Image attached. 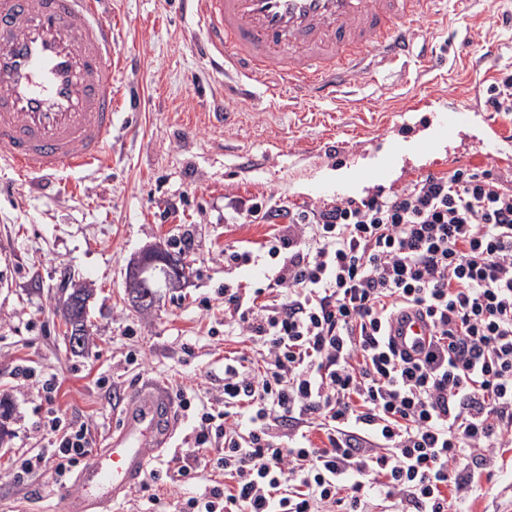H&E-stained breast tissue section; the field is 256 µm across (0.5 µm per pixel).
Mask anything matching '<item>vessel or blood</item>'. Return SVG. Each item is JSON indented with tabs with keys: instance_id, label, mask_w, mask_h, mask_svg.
Returning <instances> with one entry per match:
<instances>
[{
	"instance_id": "1",
	"label": "vessel or blood",
	"mask_w": 512,
	"mask_h": 512,
	"mask_svg": "<svg viewBox=\"0 0 512 512\" xmlns=\"http://www.w3.org/2000/svg\"><path fill=\"white\" fill-rule=\"evenodd\" d=\"M440 0H183L204 31L203 50L238 83L284 75L290 84L334 94L375 61L410 56L415 25ZM112 24L101 0H0V162L20 176L98 165L112 134ZM438 129L405 145L394 140L373 164L347 166L349 182L385 188L406 152L436 154L442 139L478 121L484 158L512 168V138L481 107L437 111ZM427 322L404 314L391 337L401 351L426 345ZM121 410L111 442L76 475L70 512H112L147 466L170 449L172 396L151 383L114 398Z\"/></svg>"
}]
</instances>
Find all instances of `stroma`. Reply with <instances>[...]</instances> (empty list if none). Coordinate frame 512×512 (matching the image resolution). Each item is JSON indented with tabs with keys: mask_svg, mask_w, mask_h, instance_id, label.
Returning a JSON list of instances; mask_svg holds the SVG:
<instances>
[{
	"mask_svg": "<svg viewBox=\"0 0 512 512\" xmlns=\"http://www.w3.org/2000/svg\"><path fill=\"white\" fill-rule=\"evenodd\" d=\"M116 46L112 136L102 164L38 180L0 164V395L14 406L11 434L0 444V512H66L74 473L53 460L18 476L23 457L47 452L59 416L88 425L102 447L120 423L113 399L144 381L219 403L224 361L256 363L258 344L224 333V288L257 287L259 266L226 264L225 250L259 252L287 211L332 206L343 141L367 161L395 138L392 117L410 97L431 93L469 103L512 63V0H485L463 11L441 0L421 22L439 57L432 68L377 65L353 93L316 97L262 78L250 97L225 94L223 70L200 52L201 26L182 0H102ZM496 56L482 53L485 44ZM272 93H265V86ZM222 108L229 120L214 124ZM164 243L193 261L183 287L159 289L150 314L133 310L125 278L144 246ZM93 290L91 339L67 352L59 301L72 284ZM36 372L23 380L19 369ZM55 375L49 394L40 379ZM116 512H184L210 479H150ZM468 512H512V460L494 458L479 478Z\"/></svg>",
	"mask_w": 512,
	"mask_h": 512,
	"instance_id": "stroma-1",
	"label": "stroma"
}]
</instances>
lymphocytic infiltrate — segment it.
<instances>
[{"label":"lymphocytic infiltrate","instance_id":"lymphocytic-infiltrate-1","mask_svg":"<svg viewBox=\"0 0 512 512\" xmlns=\"http://www.w3.org/2000/svg\"><path fill=\"white\" fill-rule=\"evenodd\" d=\"M266 249L276 298L224 290V333L259 343L263 371L226 362L223 408L181 399L224 475L200 512H466L512 447V187L430 173L289 212ZM408 309L430 325L416 357L388 334ZM48 435L61 471L92 447L84 425Z\"/></svg>","mask_w":512,"mask_h":512}]
</instances>
